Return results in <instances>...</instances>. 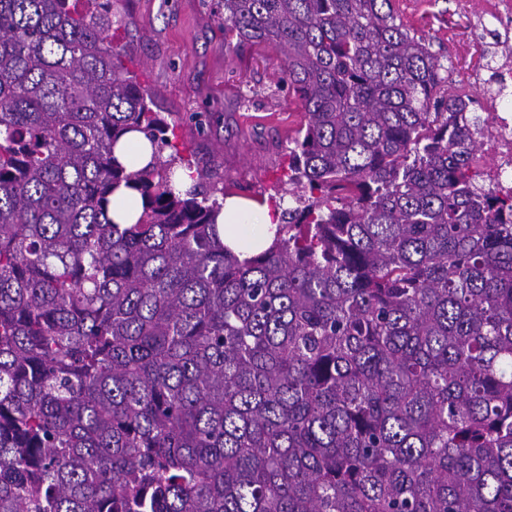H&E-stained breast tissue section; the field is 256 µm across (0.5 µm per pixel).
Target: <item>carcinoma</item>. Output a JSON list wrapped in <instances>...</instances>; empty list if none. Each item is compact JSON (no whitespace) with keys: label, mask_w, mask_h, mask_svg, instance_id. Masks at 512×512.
I'll list each match as a JSON object with an SVG mask.
<instances>
[{"label":"carcinoma","mask_w":512,"mask_h":512,"mask_svg":"<svg viewBox=\"0 0 512 512\" xmlns=\"http://www.w3.org/2000/svg\"><path fill=\"white\" fill-rule=\"evenodd\" d=\"M91 2L0 0V512H512V205L430 41L394 0H221L305 114L241 257ZM152 150L144 135L132 132L117 145L115 157L124 165L142 168L151 160Z\"/></svg>","instance_id":"cac0c4a2"}]
</instances>
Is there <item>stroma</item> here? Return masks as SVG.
<instances>
[{
	"mask_svg": "<svg viewBox=\"0 0 512 512\" xmlns=\"http://www.w3.org/2000/svg\"><path fill=\"white\" fill-rule=\"evenodd\" d=\"M396 0L404 24L426 34L433 51L472 73L479 53L473 29L453 0ZM112 40L122 60L156 95L157 109L176 122L180 142L205 159L220 150L219 186L271 204L285 187L288 140L304 121L300 103L279 84L273 47L224 44L216 0H112Z\"/></svg>",
	"mask_w": 512,
	"mask_h": 512,
	"instance_id": "stroma-1",
	"label": "stroma"
}]
</instances>
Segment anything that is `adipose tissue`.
Listing matches in <instances>:
<instances>
[{"mask_svg": "<svg viewBox=\"0 0 512 512\" xmlns=\"http://www.w3.org/2000/svg\"><path fill=\"white\" fill-rule=\"evenodd\" d=\"M253 220L258 224L260 237L254 245L255 250L267 248L273 236L272 227H275L278 218L267 205L253 200H244L236 196L226 197L217 215L216 222L224 244L232 251L239 252L244 248L239 226L246 220Z\"/></svg>", "mask_w": 512, "mask_h": 512, "instance_id": "obj_1", "label": "adipose tissue"}]
</instances>
